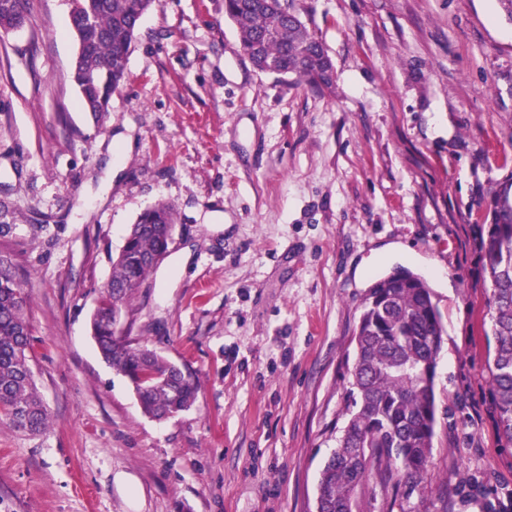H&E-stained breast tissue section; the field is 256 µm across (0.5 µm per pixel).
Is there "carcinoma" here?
<instances>
[{
	"label": "carcinoma",
	"instance_id": "1",
	"mask_svg": "<svg viewBox=\"0 0 512 512\" xmlns=\"http://www.w3.org/2000/svg\"><path fill=\"white\" fill-rule=\"evenodd\" d=\"M157 0H72L78 57L72 81L84 111L101 119L126 79L142 16ZM293 0H224L241 47L257 70L293 76L318 90L332 87L331 56L291 7ZM26 0H0V32L20 28ZM489 223L478 225L480 273L491 284L489 413L503 446L512 447V172L491 189ZM176 224L172 204L158 202L130 225L93 313V338L105 363L132 384L143 411L163 420L189 410L198 384L145 342L117 331L133 294L168 254ZM29 300L17 253L0 248V423L35 435L50 414L31 367ZM445 329L427 281L409 269L368 289L355 337L350 417L323 466L316 512H352L359 483L372 469L423 479L436 424L435 378Z\"/></svg>",
	"mask_w": 512,
	"mask_h": 512
}]
</instances>
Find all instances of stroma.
Segmentation results:
<instances>
[{
    "label": "stroma",
    "mask_w": 512,
    "mask_h": 512,
    "mask_svg": "<svg viewBox=\"0 0 512 512\" xmlns=\"http://www.w3.org/2000/svg\"><path fill=\"white\" fill-rule=\"evenodd\" d=\"M293 5L331 91L255 70L224 0H158L99 124L71 79V0H27L0 34V224L51 415L39 435L0 425V512H315L364 295L398 267L446 330L431 462L415 486L371 472L353 512H512L474 243L512 172V22L497 0ZM160 200L176 244L120 326L198 384L161 422L90 330L128 226Z\"/></svg>",
    "instance_id": "35a3bbf8"
}]
</instances>
